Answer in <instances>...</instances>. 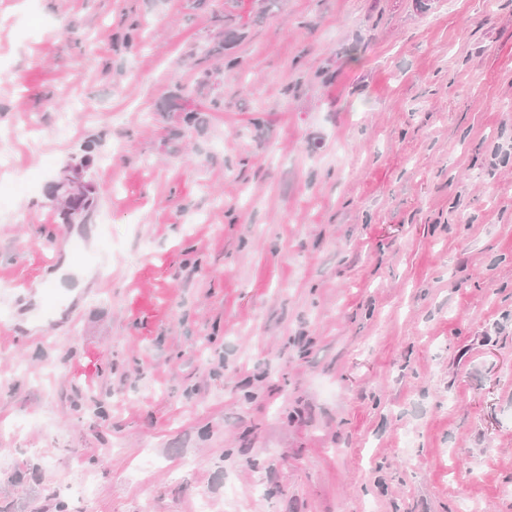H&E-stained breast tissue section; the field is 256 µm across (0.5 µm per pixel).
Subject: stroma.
Wrapping results in <instances>:
<instances>
[{"mask_svg": "<svg viewBox=\"0 0 512 512\" xmlns=\"http://www.w3.org/2000/svg\"><path fill=\"white\" fill-rule=\"evenodd\" d=\"M0 166V512H512V0H0Z\"/></svg>", "mask_w": 512, "mask_h": 512, "instance_id": "stroma-1", "label": "stroma"}]
</instances>
